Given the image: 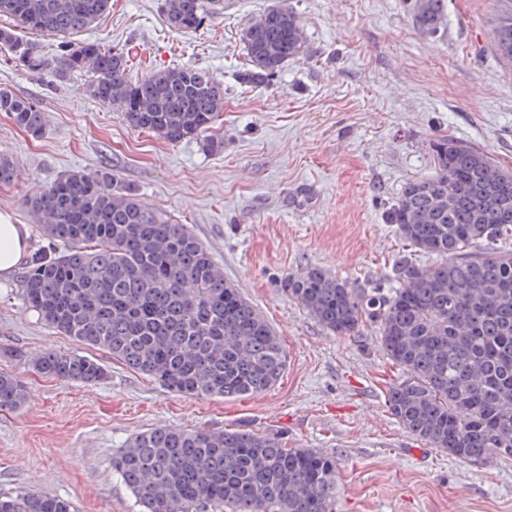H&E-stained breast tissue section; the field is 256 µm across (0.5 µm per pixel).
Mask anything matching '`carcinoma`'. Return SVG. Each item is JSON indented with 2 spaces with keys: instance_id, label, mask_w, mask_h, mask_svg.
I'll list each match as a JSON object with an SVG mask.
<instances>
[{
  "instance_id": "obj_1",
  "label": "carcinoma",
  "mask_w": 512,
  "mask_h": 512,
  "mask_svg": "<svg viewBox=\"0 0 512 512\" xmlns=\"http://www.w3.org/2000/svg\"><path fill=\"white\" fill-rule=\"evenodd\" d=\"M111 0H0V53L67 84L92 73L91 99L120 110L135 130L179 143L213 127L224 88L207 71L173 66L135 81L130 56L69 38L96 23ZM213 0H163L168 27L200 28ZM446 0H416L429 36L443 25ZM63 38L55 54L23 36ZM512 15L501 19L497 49ZM242 41L248 80L264 82L305 48L294 12L273 7ZM0 112L33 137L45 131L38 105L0 88ZM432 174L407 182L387 213L414 251L393 267V285L354 286L317 266L281 282L288 295L334 336L378 329L383 352L405 377L386 404L409 433L473 462L512 459V172L485 151L452 137L431 143ZM43 218L50 246L27 263L22 300L43 323L89 348H102L169 392L235 399L275 387L287 368L280 336L226 280L185 224L117 187L109 170L68 173L25 200ZM15 360L45 377L95 385L107 379L96 359L43 349ZM25 384L0 372V411L21 408ZM112 472L140 512H336V456L287 448L248 430L167 425L132 437L112 456ZM0 512H73L37 490L0 494Z\"/></svg>"
}]
</instances>
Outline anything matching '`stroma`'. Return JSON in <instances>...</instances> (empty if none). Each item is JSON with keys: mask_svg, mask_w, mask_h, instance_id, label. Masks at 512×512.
Listing matches in <instances>:
<instances>
[{"mask_svg": "<svg viewBox=\"0 0 512 512\" xmlns=\"http://www.w3.org/2000/svg\"><path fill=\"white\" fill-rule=\"evenodd\" d=\"M284 1L304 52L269 83H248L241 32ZM161 3L112 0L77 39L128 52L134 78L167 66L208 70L224 88L210 135L170 143L134 130L83 94L84 76L59 85L0 56V88L46 117L35 138L0 112V157L17 166L0 183V212L28 225L36 250L47 241L26 198L71 171L109 169L188 225L276 330L287 369L271 390L237 400L167 392L103 351L102 383L43 378L13 351L82 347L26 310L14 272L0 279V371L23 380L29 398L0 411V493L31 488L76 512H137L112 456L167 424L245 429L336 455V512H512V459H458L406 432L386 405L403 373L375 328L331 335L281 286L310 265L361 287L390 284L402 256L434 264L386 220L404 184L432 172L433 139L466 140L512 169V60L495 47L512 0H447L435 38L418 30L415 0H219L189 32L167 27ZM212 137L222 151L210 149Z\"/></svg>", "mask_w": 512, "mask_h": 512, "instance_id": "obj_1", "label": "stroma"}]
</instances>
